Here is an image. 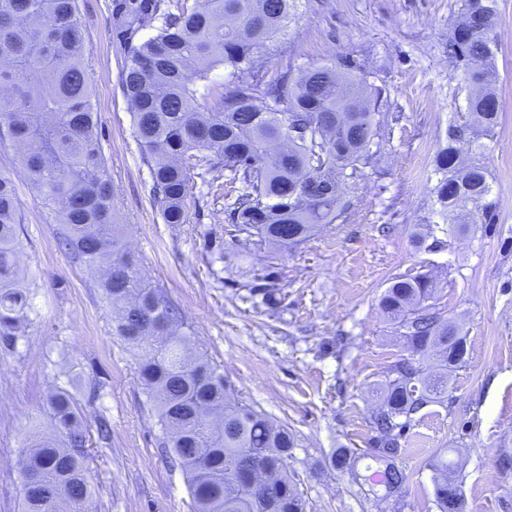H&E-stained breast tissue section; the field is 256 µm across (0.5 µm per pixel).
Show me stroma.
<instances>
[{
	"mask_svg": "<svg viewBox=\"0 0 512 512\" xmlns=\"http://www.w3.org/2000/svg\"><path fill=\"white\" fill-rule=\"evenodd\" d=\"M462 0H300L272 63L308 66L349 56L370 87L383 138L373 166L343 185L347 218L291 251L236 240L224 196L199 187L187 221L164 223L121 85L124 48L110 30L112 0H78L114 220L146 273L181 310L189 351L217 365L236 395L295 438L288 475L307 512H437L436 456L463 458L464 512H512V0H497L495 60L488 81L497 125L475 127L462 68L448 39ZM464 128L463 165H481L491 222L460 229L433 188L435 158ZM23 214L20 262L33 322L15 351L0 346V512H20L17 466L31 433L47 432L49 394L76 399L89 438V512H194L183 470L173 466L138 378L139 350L117 335L98 274L56 245L59 226L41 207L10 143ZM431 274L435 304L466 341L448 373V397L415 415L396 465V495L368 481L377 390L405 353L380 300L398 276ZM273 289L264 300V289ZM112 430L98 437V422ZM358 455V478L333 467L338 449Z\"/></svg>",
	"mask_w": 512,
	"mask_h": 512,
	"instance_id": "stroma-1",
	"label": "stroma"
}]
</instances>
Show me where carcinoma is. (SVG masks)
<instances>
[{
  "label": "carcinoma",
  "mask_w": 512,
  "mask_h": 512,
  "mask_svg": "<svg viewBox=\"0 0 512 512\" xmlns=\"http://www.w3.org/2000/svg\"><path fill=\"white\" fill-rule=\"evenodd\" d=\"M298 0H113L111 31L125 46L122 89L131 106L142 160L164 223H186L195 180L233 187L224 213L233 231L286 252L322 224L345 219L338 187L357 179L380 146V127L361 68L348 56L307 67L259 60L295 16ZM495 0H463L448 54L469 82V111L491 129L500 104L486 75L493 63ZM227 70L222 83L211 73ZM0 142H12L43 208L62 224L58 246L87 270L115 331L140 350L139 379L165 434L166 454L187 475L195 512H306L286 471L293 434L235 398L217 366L188 354L178 309L150 283L143 262L112 223V180L97 133L86 40L78 0H0ZM465 130L449 134L436 159L434 188L442 212L474 223L468 205L489 193L486 170L462 167ZM22 215L17 188L0 172V341L15 347L31 303L20 265ZM436 282L425 274L398 278L381 307L402 329L410 355L390 368L384 399L372 416V457L384 465L385 488L405 475L395 459L412 415L448 394V368L463 363L460 330L432 304ZM437 371L423 376L421 362ZM55 429L36 432L21 450L22 512H86L94 495L82 415L72 394L47 400ZM335 468L357 477L356 458L340 450ZM271 482L251 488L252 467ZM438 512H448V479L459 463H431Z\"/></svg>",
  "instance_id": "1"
}]
</instances>
